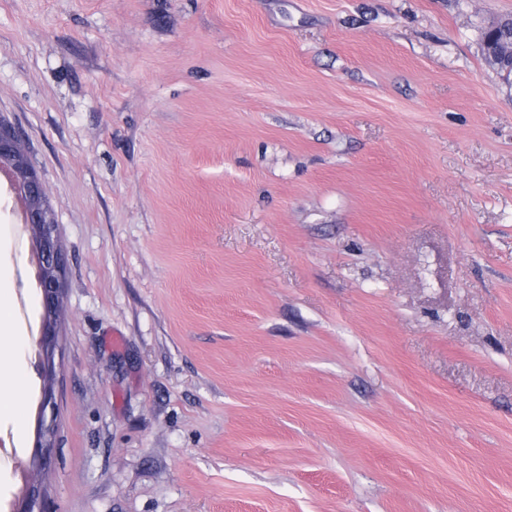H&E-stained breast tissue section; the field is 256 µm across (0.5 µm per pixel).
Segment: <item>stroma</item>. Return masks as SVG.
<instances>
[{"label":"stroma","instance_id":"stroma-1","mask_svg":"<svg viewBox=\"0 0 512 512\" xmlns=\"http://www.w3.org/2000/svg\"><path fill=\"white\" fill-rule=\"evenodd\" d=\"M512 0H0V512H512ZM495 32V45L498 49L503 52L509 50L512 45V23L507 18H502L499 20L498 25L493 28ZM494 46H491L488 49V52L491 54H496L500 59H502L503 65H508V71H512V52L502 53ZM21 163H20V161ZM7 171L11 181L22 190L25 206L24 223L28 224L35 240L40 264V288L45 315L39 346L42 348L41 374L44 381L40 426L35 447L41 456L54 447L55 423L44 418L45 408L51 404V381L55 373L56 312L62 273L61 254L55 235L53 213L50 210L43 185L31 169L18 139L0 120V171ZM12 358L9 346L0 343V383L8 384L7 392H0V414H12L21 421L25 411L26 382L22 371L15 368H2V362Z\"/></svg>","mask_w":512,"mask_h":512}]
</instances>
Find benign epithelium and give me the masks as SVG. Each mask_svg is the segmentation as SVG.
Segmentation results:
<instances>
[{
  "label": "benign epithelium",
  "mask_w": 512,
  "mask_h": 512,
  "mask_svg": "<svg viewBox=\"0 0 512 512\" xmlns=\"http://www.w3.org/2000/svg\"><path fill=\"white\" fill-rule=\"evenodd\" d=\"M7 171L11 181L22 190L25 206L24 223L28 224L35 240L40 264V288L45 315L39 346L42 348L41 374L44 381L41 408L51 404V381L55 373L56 312L62 273L61 254L55 235L53 213L43 185L31 169L15 134L0 121V171ZM55 423L40 418L35 447L44 456L54 447Z\"/></svg>",
  "instance_id": "benign-epithelium-1"
}]
</instances>
